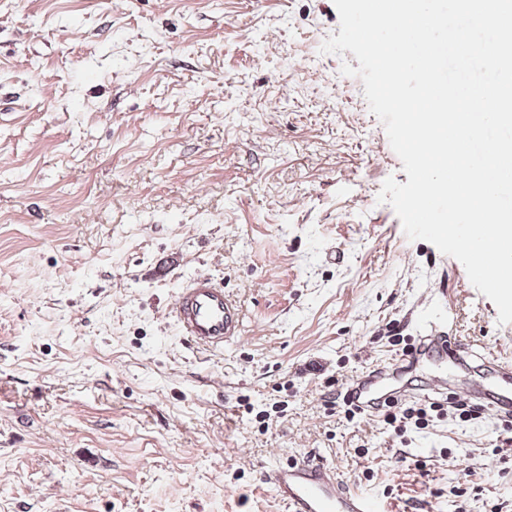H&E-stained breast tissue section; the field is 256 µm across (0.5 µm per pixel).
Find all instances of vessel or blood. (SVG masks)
I'll list each match as a JSON object with an SVG mask.
<instances>
[{"instance_id":"obj_1","label":"vessel or blood","mask_w":512,"mask_h":512,"mask_svg":"<svg viewBox=\"0 0 512 512\" xmlns=\"http://www.w3.org/2000/svg\"><path fill=\"white\" fill-rule=\"evenodd\" d=\"M174 318L181 336L195 346H223L243 329L240 307L223 289L215 287L207 274L196 275L181 290L175 300ZM474 355L472 348L452 344L443 333L432 332L423 337L419 348L412 353L353 381L348 398L361 412L370 413L404 396L442 392L448 387L445 380L432 378L420 385H400L396 376L413 373L424 358L461 366ZM499 367L501 388L466 384L462 391L496 413L512 416V361L500 360ZM265 481L288 512H380L376 501L351 489L330 466L314 458L274 466L267 472Z\"/></svg>"}]
</instances>
